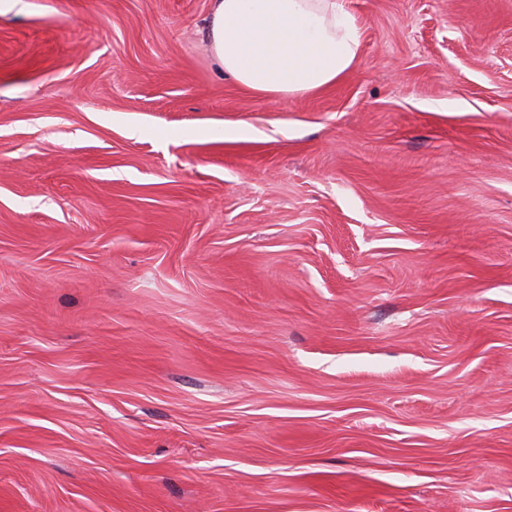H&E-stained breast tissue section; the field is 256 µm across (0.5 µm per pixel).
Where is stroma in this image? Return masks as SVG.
Masks as SVG:
<instances>
[{"label":"stroma","instance_id":"obj_1","mask_svg":"<svg viewBox=\"0 0 512 512\" xmlns=\"http://www.w3.org/2000/svg\"><path fill=\"white\" fill-rule=\"evenodd\" d=\"M254 96L211 0L0 9V512H512V0H346Z\"/></svg>","mask_w":512,"mask_h":512}]
</instances>
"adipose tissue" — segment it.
Listing matches in <instances>:
<instances>
[{"label":"adipose tissue","instance_id":"adipose-tissue-1","mask_svg":"<svg viewBox=\"0 0 512 512\" xmlns=\"http://www.w3.org/2000/svg\"><path fill=\"white\" fill-rule=\"evenodd\" d=\"M205 39L225 74L274 98L336 83L357 59L361 27L345 0H211Z\"/></svg>","mask_w":512,"mask_h":512}]
</instances>
